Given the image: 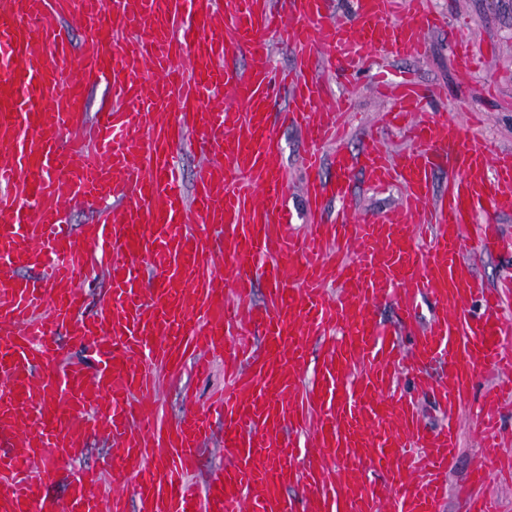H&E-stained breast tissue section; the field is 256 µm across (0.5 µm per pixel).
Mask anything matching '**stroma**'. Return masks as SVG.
Masks as SVG:
<instances>
[{
	"label": "stroma",
	"instance_id": "1",
	"mask_svg": "<svg viewBox=\"0 0 512 512\" xmlns=\"http://www.w3.org/2000/svg\"><path fill=\"white\" fill-rule=\"evenodd\" d=\"M427 6L430 10L447 13L463 34L477 46L489 50L487 68L462 76L454 66L451 34L431 32L427 35V51L422 56L379 61L348 81L325 76L330 94L349 97L354 104L348 149L354 151L361 146L372 117L384 107L383 101L371 93L372 85L383 73L392 78L410 75L423 83L440 86L442 96L431 105L434 112L461 122L465 119L466 108L479 109L483 121L469 132V139L512 149V0H427ZM279 136L282 163L288 173L286 203L299 220L305 207L300 157L307 144L295 130L286 126L280 127ZM223 382L224 371L219 365L205 378L186 373L167 381L159 394L163 419L169 423L175 421L182 410L185 388H192L198 401L203 403Z\"/></svg>",
	"mask_w": 512,
	"mask_h": 512
}]
</instances>
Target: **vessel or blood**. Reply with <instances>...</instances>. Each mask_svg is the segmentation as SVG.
I'll return each instance as SVG.
<instances>
[{
	"mask_svg": "<svg viewBox=\"0 0 512 512\" xmlns=\"http://www.w3.org/2000/svg\"><path fill=\"white\" fill-rule=\"evenodd\" d=\"M51 16L88 24V55L75 58ZM447 27L421 0H353L347 18L330 16L328 0H0V512H443L458 419L474 396L483 454L472 484L512 468L497 439L512 403L502 314L512 276L490 288L473 263L512 252L496 224L512 215V151L468 141L464 124L423 120L441 91L401 76L376 93L392 99L382 130L406 148L371 137L349 152L344 102L326 111L325 87L308 74L313 47L343 73L419 55L426 32ZM279 32L296 53L287 69L264 62ZM452 47L461 73L487 61L464 36ZM242 57L261 63L242 71ZM93 86L111 91L112 107L91 118ZM278 89L284 122L311 146L301 234L283 203ZM225 91L231 104L216 105ZM185 150L204 157L188 183ZM356 170L373 189L399 187L398 201L353 210ZM66 185L81 203L114 204L74 233ZM332 199L343 206L333 219ZM216 225L234 242L229 281L207 271L223 253ZM100 268L107 298L87 318L85 286ZM425 295L436 309L423 322ZM384 303L399 327L378 320ZM62 335L85 360L62 358ZM313 337L324 346L316 360ZM218 359L227 390L159 425L165 378L208 375ZM487 372L496 380L480 384ZM417 390L447 423L427 424ZM217 419L229 461L200 486L189 476ZM101 434L118 461L69 469L76 443Z\"/></svg>",
	"mask_w": 512,
	"mask_h": 512,
	"instance_id": "obj_1",
	"label": "vessel or blood"
}]
</instances>
